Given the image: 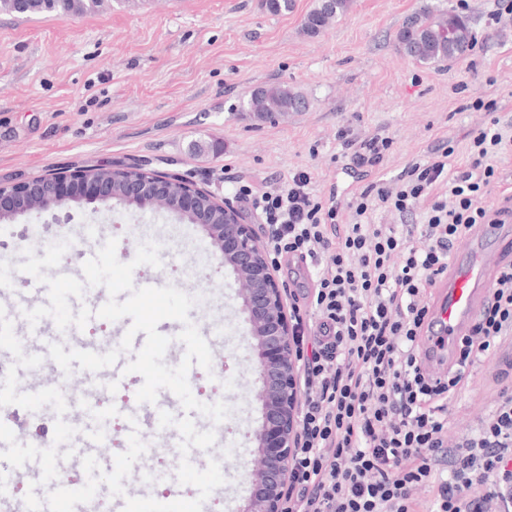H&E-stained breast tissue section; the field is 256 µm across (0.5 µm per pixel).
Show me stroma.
<instances>
[{"mask_svg":"<svg viewBox=\"0 0 512 512\" xmlns=\"http://www.w3.org/2000/svg\"><path fill=\"white\" fill-rule=\"evenodd\" d=\"M470 21L474 44L445 66H424L398 52L394 36L421 0H354L320 35L301 32L315 0H295L273 15L260 0H109L102 11L70 19L51 14L0 15V182L29 181L81 166L138 165L178 174L218 197L234 198V182L273 184L297 172L310 188L346 207L372 182L396 179L428 147L453 139L465 153L472 131L491 117L512 119V15L492 23L495 0H430ZM285 83L309 101L302 112L264 122L244 112L249 92ZM494 114L474 110L476 100ZM392 138L380 166L355 167L348 141ZM49 215L0 222V241L13 245L6 295L29 293L32 275L19 269L26 251L48 246ZM79 250L48 276H75L109 239L119 261L141 244L159 248L160 267L140 265L134 280L164 276L202 297L191 309L196 327L223 331L230 414L223 487L242 484L243 508L257 460L253 430L261 413L253 370L254 340L240 311L230 272H214V246L198 227L167 211L126 213L121 206L73 209Z\"/></svg>","mask_w":512,"mask_h":512,"instance_id":"1","label":"stroma"}]
</instances>
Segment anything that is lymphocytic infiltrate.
I'll return each mask as SVG.
<instances>
[{
  "label": "lymphocytic infiltrate",
  "mask_w": 512,
  "mask_h": 512,
  "mask_svg": "<svg viewBox=\"0 0 512 512\" xmlns=\"http://www.w3.org/2000/svg\"><path fill=\"white\" fill-rule=\"evenodd\" d=\"M512 154L499 118L472 132L464 167L444 140L391 183L366 186L347 213L323 208L299 172L237 193L273 227L274 256L315 263L308 319L298 321L304 394L288 512H512V362L498 368L484 411L451 433V398L473 369L512 347V266L502 268L446 378L420 371L417 338L436 275L478 224ZM390 216L371 221L373 212ZM423 221L409 223L413 213Z\"/></svg>",
  "instance_id": "lymphocytic-infiltrate-1"
}]
</instances>
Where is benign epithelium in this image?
<instances>
[{"mask_svg": "<svg viewBox=\"0 0 512 512\" xmlns=\"http://www.w3.org/2000/svg\"><path fill=\"white\" fill-rule=\"evenodd\" d=\"M121 172L124 176L117 179L77 167L33 181L0 182V222L49 212L54 223L64 225L75 206L110 207L116 202L135 211L150 209L162 199L168 211L205 232L215 247L217 270H229L239 284L237 296L257 353L254 372L263 421L253 431L258 465L243 512H288L289 464L298 434L299 342L288 290L277 278L265 245L271 229L256 230L232 201L176 174L147 172L140 166Z\"/></svg>", "mask_w": 512, "mask_h": 512, "instance_id": "obj_1", "label": "benign epithelium"}]
</instances>
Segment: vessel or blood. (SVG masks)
Returning <instances> with one entry per match:
<instances>
[{
	"instance_id": "vessel-or-blood-1",
	"label": "vessel or blood",
	"mask_w": 512,
	"mask_h": 512,
	"mask_svg": "<svg viewBox=\"0 0 512 512\" xmlns=\"http://www.w3.org/2000/svg\"><path fill=\"white\" fill-rule=\"evenodd\" d=\"M511 260L512 218L502 224L477 225L454 247L447 271L435 280L434 299L429 304L425 332L419 342L421 369L428 378H442L453 366L458 341L470 334L489 299L497 273ZM46 303L41 289L36 288L27 297L9 301L0 310V358L16 357V334L28 335L26 348L30 357L44 363L39 382L28 388L30 409L38 414L46 407H53L58 420L56 445L61 453L50 470L43 466L40 452L31 448L29 439L14 428H0V447L16 451L10 461L12 473L23 476L33 490L25 512H86L88 491L71 487L64 481L63 474L92 459L113 474L112 494L107 499L110 512H180L182 502L179 499L150 501L148 479L143 472L111 463L103 456L105 435L102 428L76 427L73 402L63 398L58 384L60 366L49 355L50 345L62 335L72 338V347L76 350L97 354L118 350L122 331L131 325L130 318L121 319L120 335L90 345L80 341L81 331L77 326L62 330L49 317L30 323L25 316L26 311ZM145 341V333L135 334L130 350L120 352L113 365L94 372L93 377L98 384H119L125 367L135 360ZM180 406L179 398L165 389L151 410H142L135 404L125 407L123 413L130 451L135 456L145 457L158 452L163 446L178 449L180 469L195 470L197 475L194 512H206L217 487L205 469L196 468L195 462L222 455L223 450L204 414L190 412L178 426H171V414Z\"/></svg>"
}]
</instances>
